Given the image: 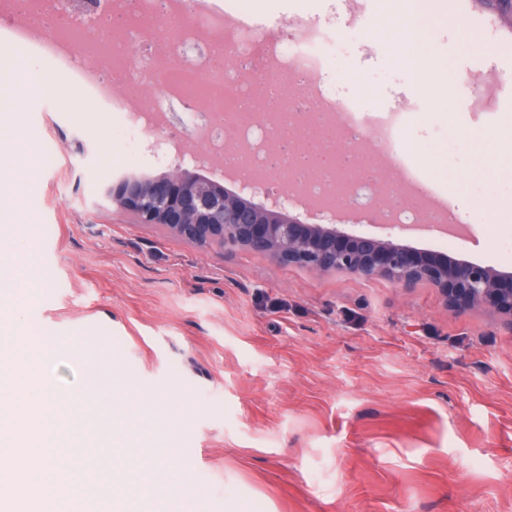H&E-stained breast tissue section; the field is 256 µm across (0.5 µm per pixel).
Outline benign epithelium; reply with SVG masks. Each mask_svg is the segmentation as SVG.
Returning a JSON list of instances; mask_svg holds the SVG:
<instances>
[{
  "label": "benign epithelium",
  "instance_id": "benign-epithelium-1",
  "mask_svg": "<svg viewBox=\"0 0 512 512\" xmlns=\"http://www.w3.org/2000/svg\"><path fill=\"white\" fill-rule=\"evenodd\" d=\"M91 200L111 202L141 224H162L200 245L230 244L318 271L361 279L382 276L405 288L426 282L454 313L486 304L512 322L511 273L351 232L336 223L333 213L318 211L320 223L304 224L288 217L291 200L277 197L275 209L263 210L245 197L228 196L222 184L187 168L148 182L131 175L114 186L101 179Z\"/></svg>",
  "mask_w": 512,
  "mask_h": 512
}]
</instances>
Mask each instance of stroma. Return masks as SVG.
<instances>
[{"label":"stroma","mask_w":512,"mask_h":512,"mask_svg":"<svg viewBox=\"0 0 512 512\" xmlns=\"http://www.w3.org/2000/svg\"><path fill=\"white\" fill-rule=\"evenodd\" d=\"M385 0H233L258 32L315 25L325 80L357 109H396L393 161L450 194L465 234L421 227L403 243L512 272V43L480 24L485 0H435L426 45L380 23ZM0 126V173L22 156L31 189L0 206V327L23 310L57 340L33 386L80 394L100 375L130 444L173 448V476L203 512H512V322L449 311L403 288L202 247L160 224L92 205L100 175L177 168L161 130L130 161L122 114L48 72Z\"/></svg>","instance_id":"35a3bbf8"}]
</instances>
